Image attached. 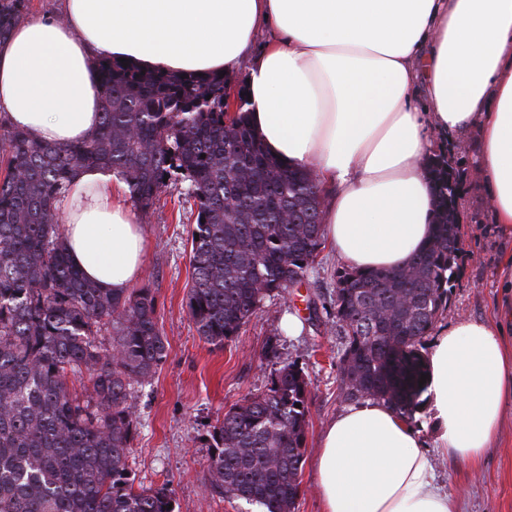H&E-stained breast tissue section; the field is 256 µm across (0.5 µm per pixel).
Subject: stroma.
I'll return each instance as SVG.
<instances>
[{
    "label": "stroma",
    "instance_id": "stroma-1",
    "mask_svg": "<svg viewBox=\"0 0 512 512\" xmlns=\"http://www.w3.org/2000/svg\"><path fill=\"white\" fill-rule=\"evenodd\" d=\"M436 152L451 160L459 175L460 268L440 318L443 326L489 320L497 295V263L505 241L494 222L484 183L475 164V134L442 137L433 133ZM185 186L170 183L148 212L137 213L146 237L139 286L153 289L158 325L167 357L147 380L133 384L128 403L138 420L129 468L137 484L171 488L175 512H247L244 502L212 490L207 437L225 408L264 391L280 362L302 368L309 390V428L302 492L294 512H321L313 473L319 438L348 402L339 391L336 364L344 340L334 317V274L342 262L323 248L313 273L281 296L266 298L259 311L231 340L215 347L202 341L186 307L192 284L188 241L196 207ZM296 316L292 334L284 321ZM276 345L278 358L266 355ZM439 477L458 502V512H512V424L497 448L478 467L445 458L434 460Z\"/></svg>",
    "mask_w": 512,
    "mask_h": 512
}]
</instances>
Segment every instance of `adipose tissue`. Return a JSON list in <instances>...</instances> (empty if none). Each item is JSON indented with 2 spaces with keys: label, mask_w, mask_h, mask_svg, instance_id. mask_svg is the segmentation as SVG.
<instances>
[{
  "label": "adipose tissue",
  "mask_w": 512,
  "mask_h": 512,
  "mask_svg": "<svg viewBox=\"0 0 512 512\" xmlns=\"http://www.w3.org/2000/svg\"><path fill=\"white\" fill-rule=\"evenodd\" d=\"M96 57L246 70V120L272 156L313 172L347 267L399 269L431 240L432 129L478 131L494 220L512 236V0H63L0 41V114L45 144L86 140L102 116ZM119 181L85 166L58 201L72 263L112 293L144 261ZM498 273L492 321L441 329L427 357L434 445L472 465L512 415V251ZM315 469L323 512H458L418 431L373 399L328 424Z\"/></svg>",
  "instance_id": "1"
}]
</instances>
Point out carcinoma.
I'll return each mask as SVG.
<instances>
[{
    "mask_svg": "<svg viewBox=\"0 0 512 512\" xmlns=\"http://www.w3.org/2000/svg\"><path fill=\"white\" fill-rule=\"evenodd\" d=\"M27 2L0 0V39ZM93 66L103 99L90 138L51 146L0 131V512H174L167 486L137 488L128 468L137 424L129 387L167 355L156 298L147 286L103 293L71 263L57 201L79 167H112L144 213L168 183H187L197 215L186 306L213 346L301 282L324 245L318 187L270 156L243 117L224 121L226 77L144 74L118 59ZM450 168L444 154L430 161L435 233L405 267L336 271L340 388L409 422L425 404L422 350L448 308L461 253ZM285 209L292 223H276ZM108 326L111 352L96 340ZM308 401L302 369L283 363L264 392L225 410L210 432L215 492L259 512H294Z\"/></svg>",
    "mask_w": 512,
    "mask_h": 512,
    "instance_id": "obj_1",
    "label": "carcinoma"
}]
</instances>
